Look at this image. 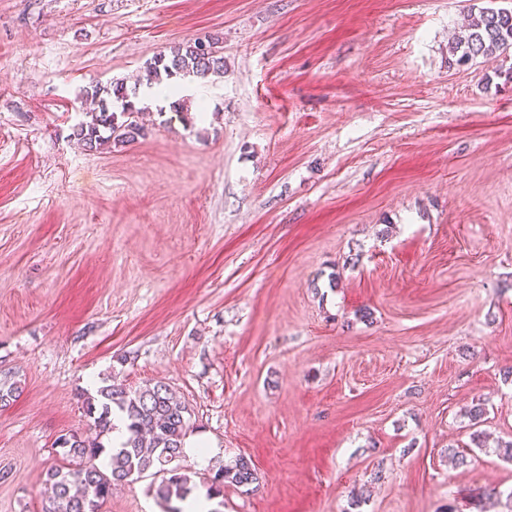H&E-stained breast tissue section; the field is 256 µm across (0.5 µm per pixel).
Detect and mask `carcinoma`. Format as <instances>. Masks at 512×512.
I'll return each instance as SVG.
<instances>
[{"label": "carcinoma", "mask_w": 512, "mask_h": 512, "mask_svg": "<svg viewBox=\"0 0 512 512\" xmlns=\"http://www.w3.org/2000/svg\"><path fill=\"white\" fill-rule=\"evenodd\" d=\"M512 50V11L480 8L470 10L464 33L458 36L452 52L460 53L457 64L478 57L495 59ZM147 84L170 88L188 76L205 80L224 76V56L210 42L188 41L168 55L145 63ZM85 99L97 103L92 120L73 128V137L90 150L114 143L133 142L144 135L138 121V108L130 99L126 85L113 81L94 86ZM21 392L18 381L8 374L0 376V407L7 406ZM89 429L95 436L78 432L60 435L57 447L63 449V464L48 469L46 482L51 496L44 512H99L117 486L131 482L150 470L162 475L152 487L162 512H183L173 501L182 502L196 487L189 471L176 464L185 456V439L191 414L169 384L157 380L135 390L109 384L83 400ZM126 420L128 436L118 448H108L103 438L112 430V415ZM108 458L107 470L95 464L101 455ZM259 482L251 461L238 457L211 469L207 497L218 498L224 486L248 487Z\"/></svg>", "instance_id": "obj_1"}]
</instances>
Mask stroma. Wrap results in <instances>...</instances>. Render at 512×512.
Wrapping results in <instances>:
<instances>
[{"mask_svg":"<svg viewBox=\"0 0 512 512\" xmlns=\"http://www.w3.org/2000/svg\"><path fill=\"white\" fill-rule=\"evenodd\" d=\"M474 6L512 0H0V512H43L83 393L155 380L259 474L220 512L512 489V52L457 64ZM197 37L224 76L185 124L143 65ZM113 78L145 134L91 151ZM150 483L100 512H161Z\"/></svg>","mask_w":512,"mask_h":512,"instance_id":"1","label":"stroma"}]
</instances>
